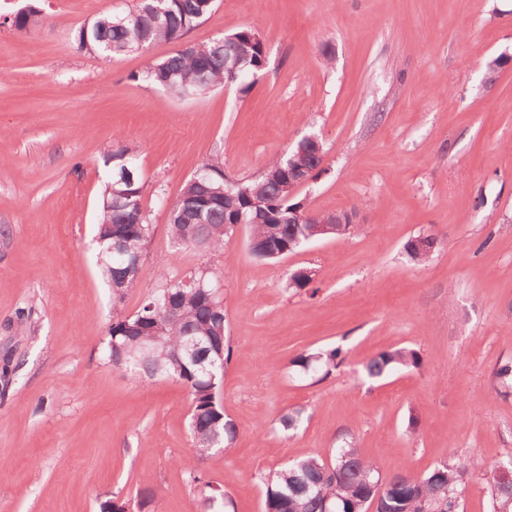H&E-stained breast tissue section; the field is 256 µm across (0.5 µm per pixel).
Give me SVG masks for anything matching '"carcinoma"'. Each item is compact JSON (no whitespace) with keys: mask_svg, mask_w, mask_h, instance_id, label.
I'll return each mask as SVG.
<instances>
[{"mask_svg":"<svg viewBox=\"0 0 512 512\" xmlns=\"http://www.w3.org/2000/svg\"><path fill=\"white\" fill-rule=\"evenodd\" d=\"M213 7L214 0H134L124 11L103 14L77 28L72 34L74 48L79 53L108 57L127 53L128 46L137 42L146 48L157 42L178 44L180 48L150 64L142 79L179 98L203 95L227 82H241L266 66L264 46L250 27L207 42L184 43ZM105 164L112 168L104 183L97 224V236L103 240L100 274L112 288L113 307L118 308L138 279L116 270L108 251L112 227L122 228L133 241L143 245L150 236L151 225L146 221L141 196H136L137 204L127 209L113 203L111 189L116 175L124 168L142 174L136 155L118 147L106 156ZM320 164L321 159L312 151H300L295 146L290 153L272 158L259 179L230 184L222 163L214 158L206 160L202 167L209 170L210 180L201 187H184L170 205L171 242L179 249L221 258L224 242L233 233V212L226 208L229 193L238 205L253 197L263 210L259 214L247 209L254 218L248 225V239L268 246V251L254 257L276 260L296 252L307 242L312 225L292 223L290 202L282 195L280 176L286 169L316 175ZM188 277L202 281L203 287L184 288L183 278L169 279L132 316L116 313L112 335L120 350L113 351L109 341L106 353L114 366L120 364L150 377L176 376L190 388L189 429L196 455L202 459L214 448L231 452L234 426L225 419L219 386L196 374L192 361L181 364L177 356L183 354L189 340L206 341L220 328L213 312H224V285L218 269L208 262L194 268ZM167 294L177 299L189 320L165 315ZM138 318L150 328L160 325V335L149 341L138 334H124L126 320ZM340 356L341 352L333 348L302 355L296 365L328 374L342 363ZM420 364L417 350L402 347L377 354L364 365V371L367 377L376 379L397 367L415 368ZM499 465L498 461L489 463L477 456H464L442 462L422 476L405 471L384 478L350 441L336 449L329 460L309 457L261 475L263 512H366L376 496L382 500V512H463L467 488L478 479L488 480V512H512V479L499 478ZM188 481L201 488L209 507L218 503L224 512H229L232 499L204 480L201 471L189 468Z\"/></svg>","mask_w":512,"mask_h":512,"instance_id":"carcinoma-1","label":"carcinoma"}]
</instances>
